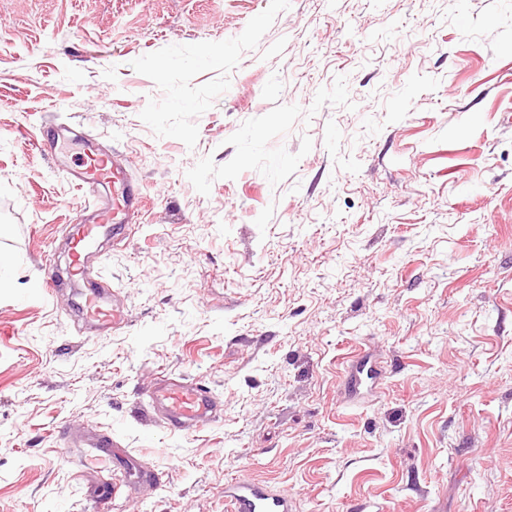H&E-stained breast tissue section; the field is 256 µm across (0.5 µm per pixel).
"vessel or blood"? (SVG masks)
<instances>
[{"instance_id":"1","label":"vessel or blood","mask_w":512,"mask_h":512,"mask_svg":"<svg viewBox=\"0 0 512 512\" xmlns=\"http://www.w3.org/2000/svg\"><path fill=\"white\" fill-rule=\"evenodd\" d=\"M70 175L79 190L93 188L102 193L93 218L84 222L71 240L72 277L82 281L88 275L87 257L98 244L102 228L111 226L113 235L125 236L139 213L142 193L116 156L92 144L86 146ZM82 312L87 319L103 326L123 324L119 309L110 307L95 290L87 293ZM149 398L157 420L171 430L191 432L221 416V408L210 390L198 383L162 375L157 377ZM224 502L229 512H292L293 509L288 493L243 480L225 485Z\"/></svg>"}]
</instances>
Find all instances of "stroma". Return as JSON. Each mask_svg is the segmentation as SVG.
<instances>
[{"mask_svg":"<svg viewBox=\"0 0 512 512\" xmlns=\"http://www.w3.org/2000/svg\"><path fill=\"white\" fill-rule=\"evenodd\" d=\"M49 120L143 193L88 259L115 330L68 274L83 147L44 153ZM1 258L0 512H227L235 478L512 512V0H0ZM161 375L223 418L164 428ZM83 315L102 326L121 327L124 319L118 308L110 307L96 290L87 293L82 309Z\"/></svg>","mask_w":512,"mask_h":512,"instance_id":"35a3bbf8","label":"stroma"}]
</instances>
